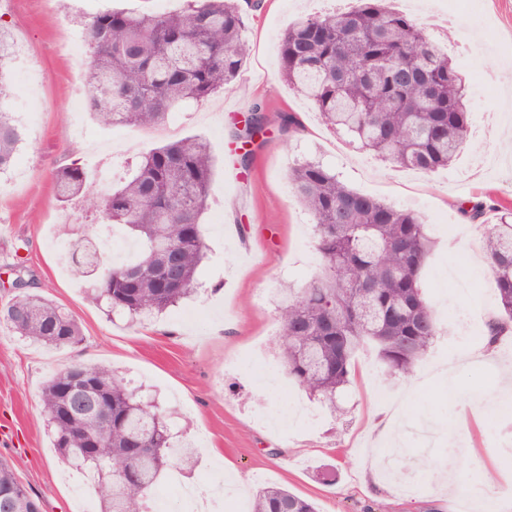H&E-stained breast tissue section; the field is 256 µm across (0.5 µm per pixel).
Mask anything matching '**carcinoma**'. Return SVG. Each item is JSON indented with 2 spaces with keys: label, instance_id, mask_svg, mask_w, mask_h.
Segmentation results:
<instances>
[{
  "label": "carcinoma",
  "instance_id": "cac0c4a2",
  "mask_svg": "<svg viewBox=\"0 0 512 512\" xmlns=\"http://www.w3.org/2000/svg\"><path fill=\"white\" fill-rule=\"evenodd\" d=\"M342 11L311 13L288 25L280 41L284 82L316 107L322 123L395 168L432 173L469 143L467 91L458 70L428 31L388 0H357ZM90 53L88 107L104 126L154 128L224 91L246 62L245 25L237 0H184L173 12L107 10L79 21ZM255 106L232 137L250 146L265 131ZM23 135L0 108V172L15 163ZM209 146L185 138L137 157L128 177L102 192L82 168L56 178L63 204L78 201L105 230L135 238L134 258L114 265L89 238L71 241L74 274L89 300L108 314L138 322L168 311L198 287L206 258L201 218L208 207ZM288 181L314 223L320 271L307 287L280 289L278 355L288 375L332 411L350 382L352 361L371 345L390 373L410 374L444 332L421 282L433 242L414 212L361 194L318 160L294 163ZM482 262L495 286L498 313L485 340L512 331V215L485 231ZM32 344L56 348L83 341L65 308L18 289L0 306V323ZM103 401L96 415L68 411L76 376ZM52 445L61 461L95 478L100 512H137L161 474L195 451L177 443L153 399L112 366L72 362L53 372L41 392ZM103 430L95 448L79 445L88 428ZM42 506L0 460V493ZM252 512H317L315 503L278 485L258 490Z\"/></svg>",
  "mask_w": 512,
  "mask_h": 512
}]
</instances>
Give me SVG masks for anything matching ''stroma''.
Instances as JSON below:
<instances>
[{"label":"stroma","instance_id":"35a3bbf8","mask_svg":"<svg viewBox=\"0 0 512 512\" xmlns=\"http://www.w3.org/2000/svg\"><path fill=\"white\" fill-rule=\"evenodd\" d=\"M304 2L243 7L250 51L234 84L192 107L184 124L136 130L104 128L88 111L71 112L69 94L81 83L78 63L88 60L89 50L73 55L65 44L78 14L173 11L183 0H0V23L19 49L6 76L15 92L4 108L26 128L15 165L0 174V304L14 296V267L24 265L32 290L69 310L85 336L73 348H47L0 324V458L13 462L44 512H76V475L51 445L40 400L46 379L76 360L112 366L176 411L173 429L197 448L198 458L161 477L158 490L174 479L213 485L228 463L247 488L225 499L224 512H251L264 483L311 500L319 512H512V407L501 395L499 362L465 365L453 403L437 374L483 345L484 324L497 310L492 278L476 256L486 225L499 210H512V190L502 182L503 169L512 170V143L475 142L448 168L425 175L393 168L336 138L281 76L280 39L305 14ZM394 5L424 28L436 12L458 18V29L441 46L466 77L472 127L491 112L512 126V88L492 79L512 72V0H436L430 10L411 8L408 0ZM32 97L41 109L31 121L23 105ZM258 102L266 133L245 167L229 127ZM291 113L302 128L288 134L283 119ZM77 125L111 146L118 179L132 158L185 137L206 140L214 158L200 289L140 324L110 319L90 304L85 282L72 276L58 247L63 222L75 236L97 235L89 212L56 198L57 168L90 165L71 136ZM304 158L320 160L354 190L420 215L434 241L422 283L440 323L453 312L478 322L473 340L439 336L408 376H391L375 353L359 352L337 416L289 381L275 351L279 290L306 287L319 263L312 220L288 183L290 166ZM460 200L488 204L483 222L464 219L456 210ZM387 418L394 424L385 430L378 422ZM423 419L446 433L428 452L399 457L398 467L419 486L404 495L385 476V455L399 448L403 428ZM451 443L458 449L453 457L443 452ZM488 479L502 488L490 511L470 496Z\"/></svg>","mask_w":512,"mask_h":512}]
</instances>
